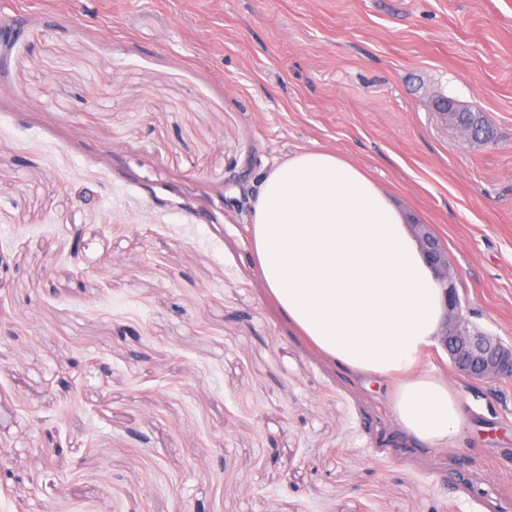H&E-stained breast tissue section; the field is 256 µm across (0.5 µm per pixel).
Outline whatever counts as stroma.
<instances>
[{
  "label": "stroma",
  "mask_w": 512,
  "mask_h": 512,
  "mask_svg": "<svg viewBox=\"0 0 512 512\" xmlns=\"http://www.w3.org/2000/svg\"><path fill=\"white\" fill-rule=\"evenodd\" d=\"M0 512H512V376L419 444L283 316L251 200L351 156L512 344V0H0ZM484 116L464 142L432 106ZM64 451L45 461L42 435Z\"/></svg>",
  "instance_id": "stroma-1"
}]
</instances>
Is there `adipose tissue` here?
<instances>
[{"mask_svg": "<svg viewBox=\"0 0 512 512\" xmlns=\"http://www.w3.org/2000/svg\"><path fill=\"white\" fill-rule=\"evenodd\" d=\"M392 189L326 149L263 177L253 255L284 316L326 359L385 388L402 430L444 445L465 419L446 381L421 370L445 312L443 288Z\"/></svg>", "mask_w": 512, "mask_h": 512, "instance_id": "adipose-tissue-1", "label": "adipose tissue"}]
</instances>
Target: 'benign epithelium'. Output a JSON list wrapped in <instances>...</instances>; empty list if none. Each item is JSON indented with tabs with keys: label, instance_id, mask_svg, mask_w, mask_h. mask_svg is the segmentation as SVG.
Instances as JSON below:
<instances>
[{
	"label": "benign epithelium",
	"instance_id": "1",
	"mask_svg": "<svg viewBox=\"0 0 512 512\" xmlns=\"http://www.w3.org/2000/svg\"><path fill=\"white\" fill-rule=\"evenodd\" d=\"M411 232L426 262L445 290L446 315L442 325L441 343L454 367L476 381L512 375V345L475 329L462 313L456 287V272L448 259L447 250L434 238L424 224L411 225Z\"/></svg>",
	"mask_w": 512,
	"mask_h": 512
}]
</instances>
